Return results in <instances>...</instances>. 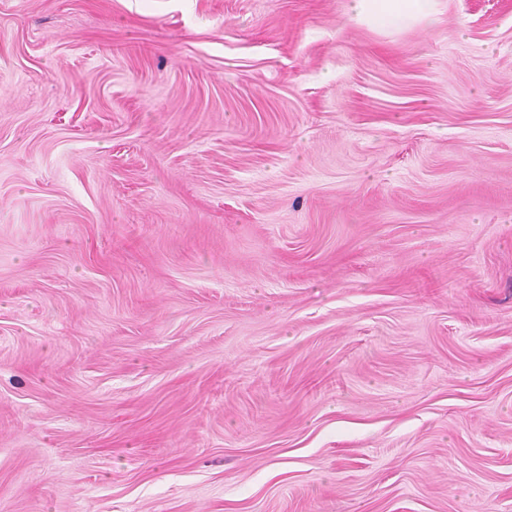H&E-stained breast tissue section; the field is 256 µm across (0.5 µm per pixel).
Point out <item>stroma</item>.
<instances>
[{
    "mask_svg": "<svg viewBox=\"0 0 512 512\" xmlns=\"http://www.w3.org/2000/svg\"><path fill=\"white\" fill-rule=\"evenodd\" d=\"M0 0V512H512V0ZM436 0H353L357 20L381 29L399 24L433 26L438 21Z\"/></svg>",
    "mask_w": 512,
    "mask_h": 512,
    "instance_id": "35a3bbf8",
    "label": "stroma"
}]
</instances>
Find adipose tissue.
<instances>
[{"mask_svg":"<svg viewBox=\"0 0 512 512\" xmlns=\"http://www.w3.org/2000/svg\"><path fill=\"white\" fill-rule=\"evenodd\" d=\"M436 0H353L357 20L381 29L400 24L432 26L437 20Z\"/></svg>","mask_w":512,"mask_h":512,"instance_id":"1","label":"adipose tissue"}]
</instances>
